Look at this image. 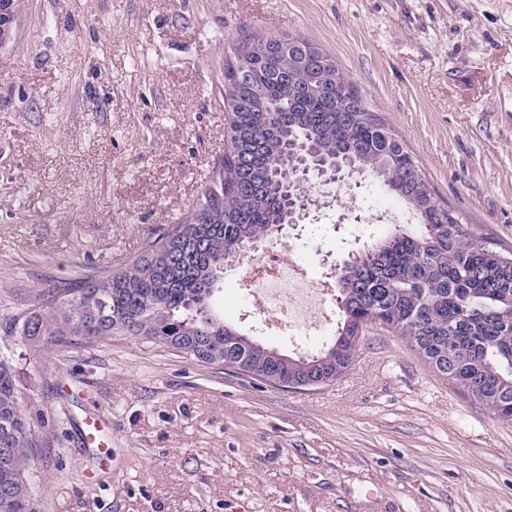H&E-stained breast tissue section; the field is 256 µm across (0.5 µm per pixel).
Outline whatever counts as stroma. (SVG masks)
<instances>
[{
  "label": "stroma",
  "mask_w": 512,
  "mask_h": 512,
  "mask_svg": "<svg viewBox=\"0 0 512 512\" xmlns=\"http://www.w3.org/2000/svg\"><path fill=\"white\" fill-rule=\"evenodd\" d=\"M305 38L335 59L418 160L438 200L512 251V0H25L0 50V292L124 266L190 216L224 158V67L240 39ZM326 224L261 251L301 261L338 314L337 265L407 208L369 174ZM246 264L224 274L227 324L284 355L254 314ZM50 418L40 512H512V423L366 331L339 379L290 390L121 337L45 360L17 347ZM109 423L86 444L94 407Z\"/></svg>",
  "instance_id": "1"
}]
</instances>
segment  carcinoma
I'll list each match as a JSON object with an SVG mask.
<instances>
[{
  "label": "carcinoma",
  "mask_w": 512,
  "mask_h": 512,
  "mask_svg": "<svg viewBox=\"0 0 512 512\" xmlns=\"http://www.w3.org/2000/svg\"><path fill=\"white\" fill-rule=\"evenodd\" d=\"M313 44L253 35L224 68V161L193 214L171 224L116 272L61 278L25 300L0 301V512H39L32 463L45 419L31 415L18 385L12 341L48 355L107 344L114 336L163 345L203 363L268 382L299 383L348 369L349 337L374 321L408 344L440 376L512 422V252L475 235L436 198L415 157L325 52ZM312 164L336 160L375 176L414 224L339 271L341 318L324 352L277 358L224 324L212 308L224 263L243 245L288 223L294 143Z\"/></svg>",
  "instance_id": "obj_1"
}]
</instances>
